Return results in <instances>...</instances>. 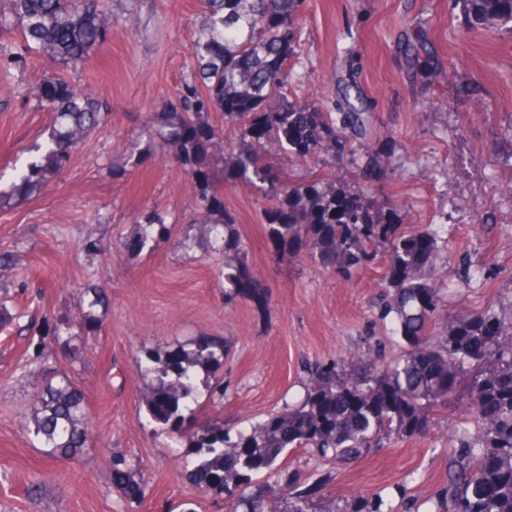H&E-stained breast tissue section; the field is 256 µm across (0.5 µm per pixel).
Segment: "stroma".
I'll return each instance as SVG.
<instances>
[{
	"label": "stroma",
	"instance_id": "obj_1",
	"mask_svg": "<svg viewBox=\"0 0 512 512\" xmlns=\"http://www.w3.org/2000/svg\"><path fill=\"white\" fill-rule=\"evenodd\" d=\"M199 0H112L107 44L73 71L111 109L108 121L73 155L63 178L40 194L0 208V246L17 273L0 271V308L15 321L0 330V512H228L222 494L200 487L184 446L149 423L142 394L143 348L171 349L200 337L224 345V400L210 401L200 376L201 417L237 432L299 400L306 367L330 359L398 357L402 344L372 301L384 264L345 277L317 269L307 252L281 254L269 240L256 190L224 181V203L245 242L258 297L224 299V253L184 252L195 234V185L166 160L149 132L158 104L174 97L192 69ZM301 47L291 59L288 97L337 99L354 77L372 114L374 136L394 150L372 195L404 225L442 226L439 286L456 285L447 310L512 304V34L467 30L457 0H304ZM53 66L35 56L25 72L0 75V184L42 143L51 114L31 98ZM139 140L144 160L114 179L119 145ZM165 212L170 235L152 251L119 250L144 211ZM102 244L86 251V240ZM483 279L457 286L461 264ZM108 289L98 329L84 322V289ZM65 317L85 347L71 361L64 345L41 339L44 317ZM66 373L85 394L93 437L73 461L48 457L28 421L46 372ZM464 398L436 412L430 432L391 439L358 462H326L288 451L284 467L314 488L315 506L344 507L372 491L425 501L448 483ZM123 452L145 496L124 498L108 460Z\"/></svg>",
	"mask_w": 512,
	"mask_h": 512
}]
</instances>
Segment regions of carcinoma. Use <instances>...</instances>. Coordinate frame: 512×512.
Segmentation results:
<instances>
[{"instance_id":"cac0c4a2","label":"carcinoma","mask_w":512,"mask_h":512,"mask_svg":"<svg viewBox=\"0 0 512 512\" xmlns=\"http://www.w3.org/2000/svg\"><path fill=\"white\" fill-rule=\"evenodd\" d=\"M303 0H201L191 50L194 65L179 94L162 101L155 136L171 148L169 163L183 169L198 194L199 233L181 242L186 251L222 243L224 296L258 294V281L240 259L245 243L224 206L222 178L252 186L273 204L263 210L268 237L282 253L306 250L326 271L350 274L387 256V286L376 304L393 316L402 355L381 366L324 361L308 368L303 399L272 413L235 436L211 419L195 416L197 380L224 359V345L199 338L165 352L143 351L150 383L143 401L162 431L189 442L187 463L195 481L230 500L231 512H395L377 493H359L342 509L313 508V489L298 491L301 475L281 467L291 448H307L324 459L352 463L391 438L426 434L433 414L462 395L476 421L462 429L448 462V485L434 512H512V319L491 311L441 317L443 298L432 282L442 258L437 230H409L381 215L369 192L349 191L317 175L291 182L264 158L267 145L285 156L309 160L360 151V175L370 181L380 158L393 151L387 140L367 143L371 113L343 99L327 106L314 99H288V59L297 55L299 8ZM472 27L512 33V0H459ZM112 35L106 0H6L0 10V73L26 67L42 55L60 72L42 79L34 97L52 114L43 143L32 149L6 189L0 207L40 193L65 174L76 147L107 115L106 103L73 83L65 71L81 65ZM220 112L235 125L236 146L223 152L224 129L210 121ZM121 242L129 253L152 249L167 238L166 214L146 211ZM86 316L109 308L103 288L84 290ZM45 335L76 357L80 337L67 319L47 321ZM29 430L46 454L73 459L90 440L88 411L79 386L66 374L42 381L33 394ZM112 484L122 495L140 486L132 461L109 457ZM267 474L272 481L252 484Z\"/></svg>"}]
</instances>
